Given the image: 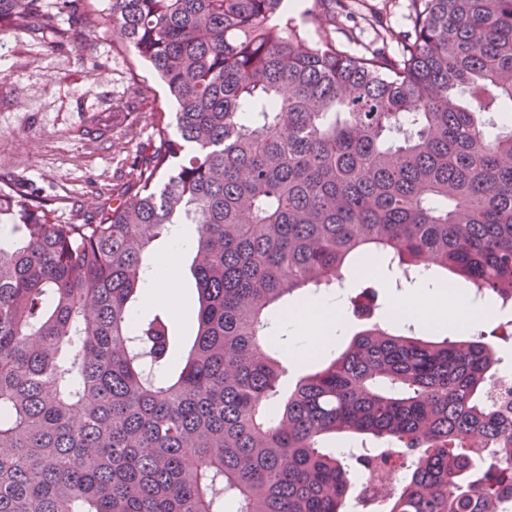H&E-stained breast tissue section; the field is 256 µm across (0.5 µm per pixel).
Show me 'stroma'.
<instances>
[{
	"label": "stroma",
	"instance_id": "stroma-1",
	"mask_svg": "<svg viewBox=\"0 0 512 512\" xmlns=\"http://www.w3.org/2000/svg\"><path fill=\"white\" fill-rule=\"evenodd\" d=\"M89 1L108 14L110 0H41L68 41L0 31V186L9 182L53 200L60 224L89 218L105 199H117L133 158L150 143L151 108L174 109L149 65L131 64L113 51L107 32L84 42ZM325 11L324 0H301L292 17L310 41L329 38L353 53L382 45L397 51L412 29L411 0H338L335 22L312 23V15ZM98 118L105 125L96 130ZM403 294L385 278L358 307L347 308L333 348H343L369 322L388 318Z\"/></svg>",
	"mask_w": 512,
	"mask_h": 512
}]
</instances>
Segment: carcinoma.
Returning <instances> with one entry per match:
<instances>
[{
  "instance_id": "cac0c4a2",
  "label": "carcinoma",
  "mask_w": 512,
  "mask_h": 512,
  "mask_svg": "<svg viewBox=\"0 0 512 512\" xmlns=\"http://www.w3.org/2000/svg\"><path fill=\"white\" fill-rule=\"evenodd\" d=\"M412 5L398 53L350 54L284 0H111L112 47L176 111L152 109L128 197L80 224L0 187V512H512L485 332L376 320L288 391L267 341L272 307L370 255L512 303V0ZM1 23L63 36L40 0H0ZM177 224L197 233L187 344L167 310L132 317ZM329 437L407 476L374 507Z\"/></svg>"
}]
</instances>
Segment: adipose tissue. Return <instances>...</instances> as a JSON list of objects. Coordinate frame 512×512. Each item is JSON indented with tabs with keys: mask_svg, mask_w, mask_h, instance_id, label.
<instances>
[{
	"mask_svg": "<svg viewBox=\"0 0 512 512\" xmlns=\"http://www.w3.org/2000/svg\"><path fill=\"white\" fill-rule=\"evenodd\" d=\"M149 281L146 303L167 305L174 317H182L185 307L172 262L153 265ZM398 307L423 323L451 321L458 325L480 320L492 310L491 303L487 301L483 302L481 308L471 307L467 298L461 297L455 284L443 288L424 279L420 280L418 288L399 300ZM280 317L294 332L308 336L313 345L320 337L335 335L346 320L340 303L316 294L281 310Z\"/></svg>",
	"mask_w": 512,
	"mask_h": 512,
	"instance_id": "adipose-tissue-1",
	"label": "adipose tissue"
}]
</instances>
